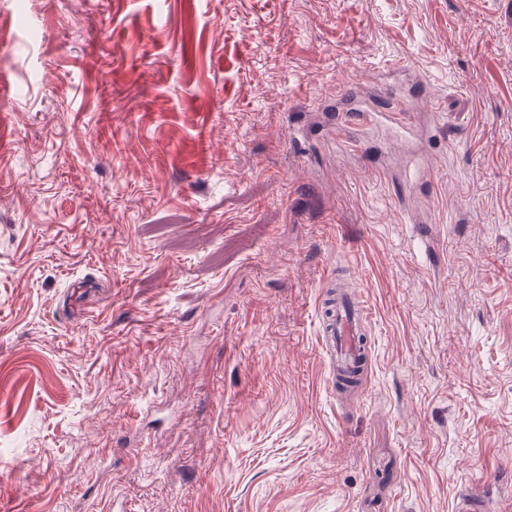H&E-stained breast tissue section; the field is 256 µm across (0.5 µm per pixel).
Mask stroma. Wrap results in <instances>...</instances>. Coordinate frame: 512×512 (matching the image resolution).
Returning a JSON list of instances; mask_svg holds the SVG:
<instances>
[{
    "mask_svg": "<svg viewBox=\"0 0 512 512\" xmlns=\"http://www.w3.org/2000/svg\"><path fill=\"white\" fill-rule=\"evenodd\" d=\"M343 90L427 134L344 135ZM489 487L512 512V0H0V512ZM361 288L352 282L336 304L329 307V314L324 307L322 318V335L327 346L336 353V379L340 370L360 365L365 370L367 350L361 343V336L366 329L367 301Z\"/></svg>",
    "mask_w": 512,
    "mask_h": 512,
    "instance_id": "obj_1",
    "label": "stroma"
}]
</instances>
